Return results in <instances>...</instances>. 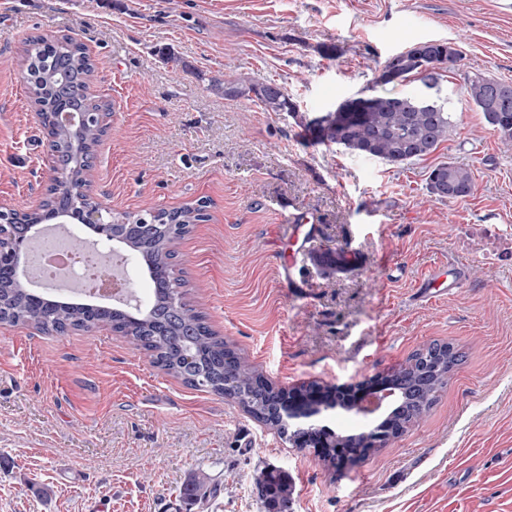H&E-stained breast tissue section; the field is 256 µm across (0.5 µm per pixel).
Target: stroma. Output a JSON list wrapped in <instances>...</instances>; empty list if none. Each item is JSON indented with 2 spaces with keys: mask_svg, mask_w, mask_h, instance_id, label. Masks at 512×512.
Returning a JSON list of instances; mask_svg holds the SVG:
<instances>
[{
  "mask_svg": "<svg viewBox=\"0 0 512 512\" xmlns=\"http://www.w3.org/2000/svg\"><path fill=\"white\" fill-rule=\"evenodd\" d=\"M36 36L75 37L96 65L90 90L110 109L88 171L95 197L130 213L206 202L176 267L211 328L269 382H357L433 342L463 359L425 419L334 472L109 327L0 326V512H167L200 472L221 493L184 512H263L253 479L267 467L288 475L290 512H512V150L462 93L472 73L512 82V4L0 0V211L38 208L54 178L21 57ZM428 39L461 50L440 81L454 127L401 167L308 144L292 116L215 86L273 80L312 117ZM442 162L473 170V195H429ZM303 222L316 249L298 254ZM319 253L346 263L325 270ZM290 258L305 287L281 280ZM452 261L462 288L415 299Z\"/></svg>",
  "mask_w": 512,
  "mask_h": 512,
  "instance_id": "stroma-1",
  "label": "stroma"
}]
</instances>
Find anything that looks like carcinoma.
Listing matches in <instances>:
<instances>
[{"mask_svg":"<svg viewBox=\"0 0 512 512\" xmlns=\"http://www.w3.org/2000/svg\"><path fill=\"white\" fill-rule=\"evenodd\" d=\"M428 58L439 64L447 60L448 42L428 41L423 56L415 44L379 65L378 84H398L414 78L423 84L424 90L408 94L374 92L368 96L360 92L324 113L319 128L312 126L306 116L298 115L297 106L273 80L226 81L224 96L257 102L267 112H287L299 117L298 126L317 143L336 144L352 153L400 166L436 151L448 139L453 126L448 103L430 94L448 68L434 72L430 83L423 75ZM23 61L28 91L38 112H50L55 105L81 112L107 110V104L96 102L88 93L95 64L85 46L76 39L31 38L23 45ZM465 91L498 133L501 143L512 147V83L475 74L465 78ZM104 133L105 129L97 124L84 129L82 139L86 148L94 149ZM427 186L429 193L438 199L457 200L473 194L475 177L467 167L441 163L429 172ZM205 208L201 202L180 210H162L158 220L163 227L147 237H129L127 253L152 284V298L147 305L127 312L36 299L26 288H12L0 307V324L40 325L49 331H88L107 324L144 351L154 365L192 388L234 399L246 413L275 428L281 438L298 449L317 444L314 451L329 469L336 471L341 466L336 461V448L330 446L334 440L344 448L360 449L361 460L376 452L377 448L364 444L363 436L358 433L342 435L322 430L290 433L280 424L275 412L279 404L288 400V390L268 383L242 361L211 329L205 316L187 301V281L175 273L173 260L178 242L191 232L194 224L205 220ZM459 362L460 354L452 344L433 343L385 374L382 382L415 392L385 423L387 437L398 438L428 414ZM227 372L235 382L228 390L224 377ZM300 398L301 406L308 409L335 403L329 392H316L312 385L301 389ZM255 489L265 512H282L290 500L288 483L275 469L261 472ZM220 490L219 483L200 473L185 482L181 494L183 499L196 502L214 497Z\"/></svg>","mask_w":512,"mask_h":512,"instance_id":"carcinoma-1","label":"carcinoma"}]
</instances>
